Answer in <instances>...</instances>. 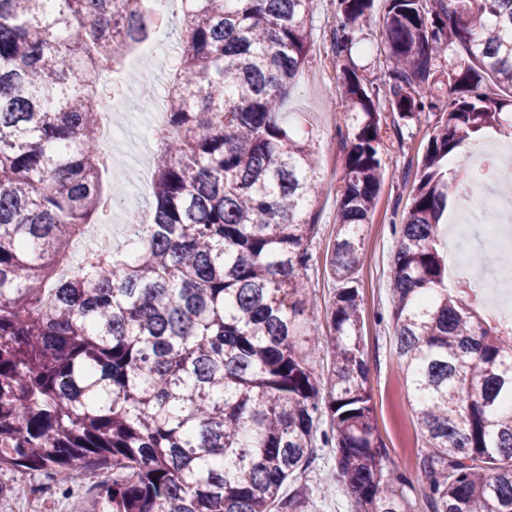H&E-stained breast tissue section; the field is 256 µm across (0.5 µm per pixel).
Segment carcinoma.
<instances>
[{"label": "carcinoma", "mask_w": 512, "mask_h": 512, "mask_svg": "<svg viewBox=\"0 0 512 512\" xmlns=\"http://www.w3.org/2000/svg\"><path fill=\"white\" fill-rule=\"evenodd\" d=\"M144 2L0 0V468L65 484L78 463L105 467L99 512H306L279 494L320 441L355 512H408L376 434L355 277L385 170L384 100L406 122L438 116L390 276L422 495L430 512H512V326L448 281L439 237L458 190L450 155L485 128L512 132L484 91L489 77L512 94V0H383L388 80L343 69L349 149L322 337L305 319L314 145L279 121L314 0H181L152 222L127 225L131 250L105 240L69 268L113 203L88 89L151 36ZM336 5L342 54L374 0ZM453 45L466 59L438 81Z\"/></svg>", "instance_id": "obj_1"}]
</instances>
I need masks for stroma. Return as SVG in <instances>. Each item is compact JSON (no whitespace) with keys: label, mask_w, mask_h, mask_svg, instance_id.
I'll list each match as a JSON object with an SVG mask.
<instances>
[{"label":"stroma","mask_w":512,"mask_h":512,"mask_svg":"<svg viewBox=\"0 0 512 512\" xmlns=\"http://www.w3.org/2000/svg\"><path fill=\"white\" fill-rule=\"evenodd\" d=\"M181 19L179 5L156 9L150 39L127 52L119 66L104 81L113 94L123 99L114 109L124 130L123 139L110 147L111 173L107 189L114 198L111 211L101 217L102 226L111 228L113 243L120 244L126 234L130 214L150 217L151 205L145 195L150 181L153 140L144 138L145 128L154 127L155 117L141 104L146 96L163 99L176 69L162 65L160 46L174 44ZM334 0H315L307 17L312 47L293 82L281 118L297 135L311 140L316 155L312 179L318 188L310 213L317 233L309 244L312 254L308 271L314 303L307 310L312 333L326 331L327 311L335 285L326 268V254L334 238L338 208L336 184L341 175L342 158L349 146L345 137L347 122L341 100L339 73L347 62L365 69L368 82L377 84L386 77L383 56V11L364 29L361 40L350 55H337L333 42L336 27ZM383 184L371 224L364 227V260L358 269L362 296V341L369 369L377 434L384 458L406 478L398 492L406 500L408 512H429L419 492L423 477L421 458L425 440L417 423L412 402L407 396L406 374L394 350L388 291L392 255L397 239L392 233L400 223L418 181L433 120L396 127L389 108H382ZM335 454L330 448H317L312 462L289 478L282 490L284 498L313 492L311 512H354V497L345 485L333 482ZM99 488L83 476L59 485L37 474H21L0 469V512H93Z\"/></svg>","instance_id":"1"}]
</instances>
